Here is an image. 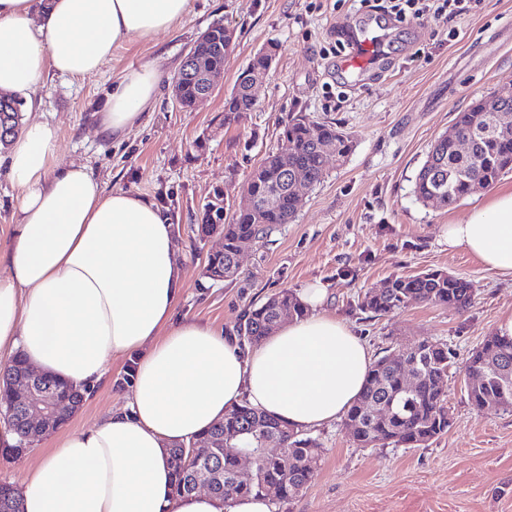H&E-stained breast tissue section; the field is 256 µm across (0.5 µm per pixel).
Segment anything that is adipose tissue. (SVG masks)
Segmentation results:
<instances>
[{
  "label": "adipose tissue",
  "mask_w": 512,
  "mask_h": 512,
  "mask_svg": "<svg viewBox=\"0 0 512 512\" xmlns=\"http://www.w3.org/2000/svg\"><path fill=\"white\" fill-rule=\"evenodd\" d=\"M190 0H0V90L35 98L47 76L98 73L121 42L171 30ZM163 71L126 70L95 112L119 141L152 109ZM49 124L21 130L0 157L19 192L0 247V356L85 391L113 358H135L123 405L90 427L49 440L26 470L21 512H275L266 497L175 495L169 449L248 404L304 431L341 419L372 366L351 326L303 288L308 313L241 350L235 335L176 323L185 287L172 223L151 199L107 189L88 165L59 166ZM449 249L512 278V187L491 189L465 221L446 226Z\"/></svg>",
  "instance_id": "1"
}]
</instances>
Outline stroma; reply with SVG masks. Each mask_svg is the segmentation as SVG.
<instances>
[{"instance_id":"stroma-1","label":"stroma","mask_w":512,"mask_h":512,"mask_svg":"<svg viewBox=\"0 0 512 512\" xmlns=\"http://www.w3.org/2000/svg\"><path fill=\"white\" fill-rule=\"evenodd\" d=\"M367 16L382 24L377 65L366 74L343 70L339 62ZM218 21L233 31L234 47L209 97L182 109L167 84L129 137L116 142L98 133L92 114L123 71L154 60L174 77L186 50ZM270 41L279 54L255 91L254 110L225 124V95ZM507 83L512 0L418 20L369 11L359 0H191L172 30L124 43L95 75L51 77L38 106L24 110L23 125L55 129L59 165L87 164L108 188L146 195L170 217L186 280L175 321L233 332L251 304L317 282L330 310L373 357L426 337L454 352L446 434L424 448H360L342 422L313 429L322 447L315 476L277 512H512V411L474 409L464 382L466 359L512 311V281L448 249L441 237L445 224L466 220L481 205L483 192L450 209L423 205L413 194L431 144L456 113ZM295 112L335 121L353 135V151L343 166L328 163L295 220L277 227L268 245L244 247L237 279L213 282L204 268L223 241L199 235L203 207L217 191L238 199L254 165L283 148L282 124ZM424 270L470 280L471 306L421 303L380 318L359 309L364 293L388 277ZM128 367L124 359L110 362L67 430L92 425L123 403Z\"/></svg>"}]
</instances>
